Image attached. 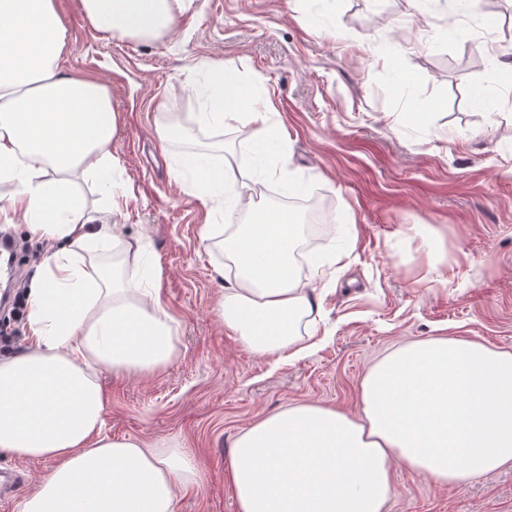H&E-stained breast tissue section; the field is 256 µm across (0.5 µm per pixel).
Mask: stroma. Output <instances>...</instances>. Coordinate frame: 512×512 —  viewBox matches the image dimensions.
<instances>
[{
  "mask_svg": "<svg viewBox=\"0 0 512 512\" xmlns=\"http://www.w3.org/2000/svg\"><path fill=\"white\" fill-rule=\"evenodd\" d=\"M67 30L65 74L105 83L119 115L112 153L120 207L93 178L74 192L117 241L90 253L135 286L125 244L141 240L160 273L178 355L148 376L102 371L105 432L150 448H181L201 467L177 512H237L227 479L232 444L262 416L299 403L359 410L368 368L400 344L462 336L512 352V14L494 19L467 0H194L156 42L107 37L79 0H57ZM236 61L281 132L289 163L246 158L256 125L243 116L192 123L205 106L203 64ZM412 84H405L403 73ZM189 120L162 141L163 114ZM208 150L230 173L224 199L184 189V149ZM349 225L340 252L324 233L305 355H253L227 329L219 301L236 275L221 245L238 218L225 203L267 202L288 178ZM55 466L0 456L19 473L0 512ZM386 512H512V468L441 487L401 463Z\"/></svg>",
  "mask_w": 512,
  "mask_h": 512,
  "instance_id": "stroma-1",
  "label": "stroma"
}]
</instances>
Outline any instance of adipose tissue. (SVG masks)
Returning a JSON list of instances; mask_svg holds the SVG:
<instances>
[{
  "mask_svg": "<svg viewBox=\"0 0 512 512\" xmlns=\"http://www.w3.org/2000/svg\"><path fill=\"white\" fill-rule=\"evenodd\" d=\"M192 0H80L99 32L152 42L167 37ZM66 30L56 0H0V180L14 190L0 215L19 214L28 237L56 242L29 293L30 343L0 360V454L50 459L52 472L20 512H176L181 488L201 481L178 448H146L104 435L98 369L152 375L178 354L154 288H127L88 257L108 225L70 189L76 174L118 166V125L107 88L62 73ZM218 109L198 123L250 115L259 155L283 148L235 61L205 65ZM299 225L270 212L236 226L224 253L240 271L224 290V325L261 357L301 355L300 321L312 295L291 271ZM228 480L238 512H386L392 461L443 487L512 467V352L460 336L406 344L363 379L359 411L290 406L245 427Z\"/></svg>",
  "mask_w": 512,
  "mask_h": 512,
  "instance_id": "1",
  "label": "adipose tissue"
}]
</instances>
